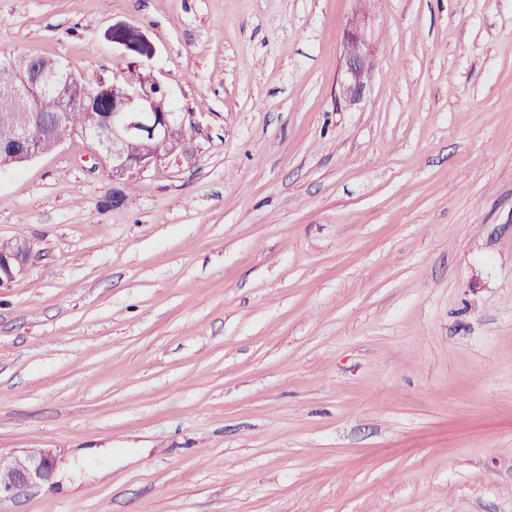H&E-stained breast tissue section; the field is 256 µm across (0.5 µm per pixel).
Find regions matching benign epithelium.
Wrapping results in <instances>:
<instances>
[{
    "label": "benign epithelium",
    "mask_w": 512,
    "mask_h": 512,
    "mask_svg": "<svg viewBox=\"0 0 512 512\" xmlns=\"http://www.w3.org/2000/svg\"><path fill=\"white\" fill-rule=\"evenodd\" d=\"M112 42L143 57L154 54L144 34L125 24L112 26ZM372 43L369 16L361 9L346 23L343 42V76L339 98L351 104L358 101L371 77ZM23 92L32 99L61 81L58 70L40 62L38 57H21L12 64ZM100 112L89 113L79 135L91 140L100 156L112 158V180L147 170L161 159L175 153L180 146L170 139V130L185 124V117L169 110V100L151 76L137 73V81L112 85V97H103ZM150 141L164 149L162 153L137 155L132 147ZM0 144L10 148L15 158L27 164L42 154L32 141V129L26 123L14 126ZM33 258L24 239L9 248H0V283L22 275ZM56 466L51 450H19L0 457V501L14 498L32 485L50 477Z\"/></svg>",
    "instance_id": "7a95c632"
}]
</instances>
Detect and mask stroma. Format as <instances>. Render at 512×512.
I'll use <instances>...</instances> for the list:
<instances>
[{"label":"stroma","mask_w":512,"mask_h":512,"mask_svg":"<svg viewBox=\"0 0 512 512\" xmlns=\"http://www.w3.org/2000/svg\"><path fill=\"white\" fill-rule=\"evenodd\" d=\"M0 0V58L150 73L181 151L0 173V512H512V0ZM154 45L139 59L113 25ZM121 190V205L104 200ZM368 29L369 16L364 9L353 14L345 26L339 99L347 104L362 97L371 77L372 43ZM33 258L32 250L24 239H16L15 243L5 249L0 248V283L11 281L22 275ZM56 466L51 450H19L0 457V501L14 498L32 485L47 480Z\"/></svg>","instance_id":"35a3bbf8"}]
</instances>
